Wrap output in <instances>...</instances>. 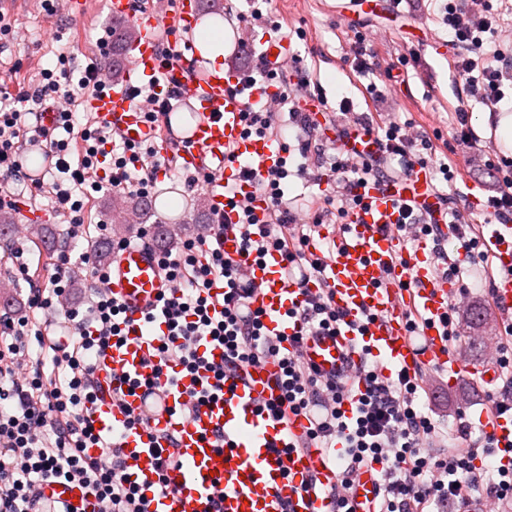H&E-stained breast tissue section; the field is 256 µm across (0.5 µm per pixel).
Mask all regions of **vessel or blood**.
<instances>
[{"label":"vessel or blood","instance_id":"b4317fda","mask_svg":"<svg viewBox=\"0 0 512 512\" xmlns=\"http://www.w3.org/2000/svg\"><path fill=\"white\" fill-rule=\"evenodd\" d=\"M198 9L199 0H177L173 14H135L129 0H109L113 18L136 26L140 34L131 46L122 78L102 95L87 98L86 106L98 120L111 124L123 141H141L149 132L144 112L132 100V89L143 84L155 85L160 93L167 89L160 78L159 39L167 32L192 27ZM291 49V40L285 36H266L260 41V52L272 66L287 58ZM234 76L231 70L207 71L199 78L183 79L181 102L198 112L199 118L190 128L178 131L177 138L184 146L174 159L190 173L217 172V180L206 185L205 191L212 209L224 215L222 247L235 259L241 237L237 213L224 197L225 179L235 181L240 197L251 198L257 212H264L266 203L256 195L251 181L225 168L224 149L233 147L240 159L266 167L278 163L282 153L271 140L244 134L240 114L266 90L243 83L229 90L228 81ZM425 189L422 180L363 188L364 206L352 215L345 229L319 227L311 251H318L321 241L327 239L335 241L336 250L327 258L322 277L311 280L308 290H301L287 277L278 252L247 264L254 285L248 306L262 311L267 334L281 338L282 350H296L306 363L327 375L354 373L360 360L367 358L388 374L435 367L446 371L453 381L469 374L487 388L497 386L496 360L469 364L441 334L439 321L448 311L454 289L448 279L438 276L429 241L420 240L410 253L399 231L400 200H421ZM481 242L500 266H512V224L482 225ZM324 286L330 287L337 309L344 314L340 334L306 336L299 346H292L290 338L297 325L289 319V310L304 305L308 293ZM170 288L158 256L142 246L128 245L112 259L109 289L124 308L123 340L98 357L97 373L106 386L116 372L133 380L153 374L157 387L152 399H145L143 389L138 388L117 404L110 396H101L91 409L100 432L118 438L123 468L140 487H155L159 478H166L171 492L153 497L151 512H279L282 500L287 501L290 512H331L325 489L338 477V450L292 448V441L306 434L310 417L292 414L283 422L261 410L265 402L280 394L278 357L239 368L234 389L225 390L221 401L183 413V405L206 387L207 380L201 374L183 373L173 362L159 366L156 350L166 326L143 320L144 313L159 310V300ZM366 314L374 315L373 323L363 324ZM413 316L426 322L419 345L409 330ZM140 413L150 415L152 427L175 436L178 464L158 471L148 437L124 431L128 416ZM476 423L499 439L501 453L512 450V416L482 413ZM219 434L224 446L217 449L213 441ZM217 477L223 479V487L214 486ZM377 492L374 471L361 469L354 483L355 512H365L364 503L373 500ZM43 498L55 512H97L94 498L69 485H47Z\"/></svg>","mask_w":512,"mask_h":512}]
</instances>
